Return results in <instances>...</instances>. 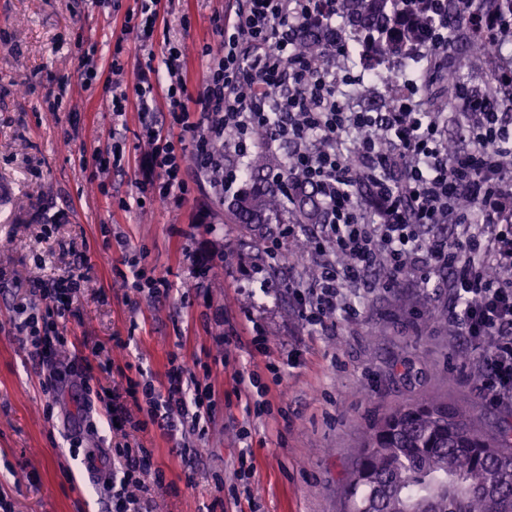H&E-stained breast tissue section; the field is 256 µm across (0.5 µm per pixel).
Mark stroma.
Segmentation results:
<instances>
[{"mask_svg": "<svg viewBox=\"0 0 512 512\" xmlns=\"http://www.w3.org/2000/svg\"><path fill=\"white\" fill-rule=\"evenodd\" d=\"M230 0H165L154 33L156 51L182 46L189 85L205 71L199 54L216 42ZM91 0H0V498L12 512H112L105 459L89 468L85 453L102 448H146L163 474L162 489L143 493L146 512H339L349 450L376 420L408 403L436 399L479 411L497 430L512 429V414L477 399L469 354L446 328L416 330L403 310L407 298L368 299L361 317L340 325L336 338L303 332L286 297L256 295L224 272V254L260 260L267 224H228L209 189L192 187L179 209L156 203L121 207L141 177L136 147L139 118L128 109L122 173L94 178L87 166L110 151L112 88L100 79L81 88V50L109 64L124 31L126 10ZM70 87L57 112L44 109L58 78ZM124 246H117L116 235ZM198 252L222 284L198 295L183 250ZM166 276L170 298L148 302L123 287L125 255ZM81 270L85 288L74 316L60 321L63 341L52 365L39 363L12 322L16 308L33 307L36 280ZM252 306L268 331L267 354H225L218 342L225 320L238 328ZM298 349L300 363L273 380L266 365ZM179 352L188 369L208 374L221 401L203 437L163 431L130 403L129 379L139 373L155 386L167 382V358ZM254 374L273 406L285 414L255 417L234 395L235 372ZM126 403L131 421L109 427L105 405ZM249 431L253 468L242 483L249 494L232 498L221 485L237 465L236 431ZM80 456H71V443ZM200 449L192 466L184 448Z\"/></svg>", "mask_w": 512, "mask_h": 512, "instance_id": "1", "label": "stroma"}]
</instances>
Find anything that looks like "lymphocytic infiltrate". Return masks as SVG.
<instances>
[{
	"mask_svg": "<svg viewBox=\"0 0 512 512\" xmlns=\"http://www.w3.org/2000/svg\"><path fill=\"white\" fill-rule=\"evenodd\" d=\"M161 8L162 0H138L131 15L136 81L133 90L123 88V67L113 63L112 152L96 157V170H123L131 106L147 147L138 189L148 205H181L192 178L206 179L217 193L242 192L245 159L261 149L280 155L284 168L273 180L299 174L320 221L279 225L262 245L265 261L239 265L240 275L262 291L287 294L294 320L325 336L357 319L375 292L434 288L445 310L416 318V326L444 321L449 335L468 345L476 395L512 411V172L501 166L512 155V113L497 111L477 88L457 94L452 120L413 98L383 112L351 111V75L324 62L346 48L336 0H236L217 44L202 47L206 71L192 89L181 47L170 45L160 57L153 50ZM316 23L329 32L320 55L298 47L301 31ZM162 104L170 117L165 127L154 119ZM451 124L463 144L453 157ZM300 237L314 274L276 279L286 245ZM83 283L80 274L34 282L43 313L14 318L15 330L43 357L59 338L58 319L74 314ZM127 394L144 395L161 428L178 416L197 432L202 414L215 408L210 385L180 364L169 369L165 389L134 381ZM150 458L145 448L119 449L112 512H142L137 489L149 480L162 486Z\"/></svg>",
	"mask_w": 512,
	"mask_h": 512,
	"instance_id": "lymphocytic-infiltrate-1",
	"label": "lymphocytic infiltrate"
}]
</instances>
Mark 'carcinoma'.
Segmentation results:
<instances>
[{"mask_svg":"<svg viewBox=\"0 0 512 512\" xmlns=\"http://www.w3.org/2000/svg\"><path fill=\"white\" fill-rule=\"evenodd\" d=\"M349 50L367 52L370 65L403 68L413 60L417 73L427 69L433 12L454 20L468 8L512 14V0H336ZM465 30L448 34V64L442 82L446 112L462 89L454 61ZM324 29L313 25L301 48L317 53ZM278 160L264 152L248 161L253 185L242 206L232 204L231 224H286L293 213L299 224H316L314 196L289 197L272 182ZM342 512H512V444L483 429L473 416L437 400L402 405L374 422L351 449V465L341 488Z\"/></svg>","mask_w":512,"mask_h":512,"instance_id":"carcinoma-1","label":"carcinoma"}]
</instances>
